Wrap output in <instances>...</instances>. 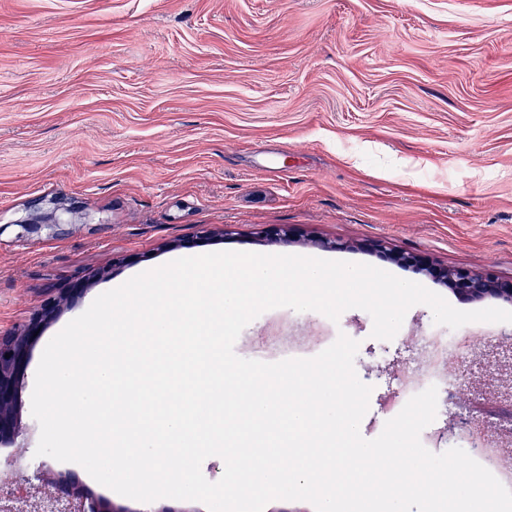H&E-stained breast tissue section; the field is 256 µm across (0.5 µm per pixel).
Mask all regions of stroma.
Here are the masks:
<instances>
[{
  "mask_svg": "<svg viewBox=\"0 0 512 512\" xmlns=\"http://www.w3.org/2000/svg\"><path fill=\"white\" fill-rule=\"evenodd\" d=\"M58 203L75 209L64 234L15 241L13 224ZM1 224V334L70 292L29 349L20 434L0 447L33 468L47 343L202 229L226 233L199 254L275 253L256 233L287 227L298 255L375 266L462 311L495 306L388 253L512 277V0H0ZM433 325L418 304L381 340L360 309L334 322L276 308L234 351L276 362L358 341L373 439L401 410L398 381L424 367ZM443 370L483 425L498 422L511 347Z\"/></svg>",
  "mask_w": 512,
  "mask_h": 512,
  "instance_id": "obj_1",
  "label": "stroma"
}]
</instances>
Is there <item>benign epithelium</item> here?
Returning <instances> with one entry per match:
<instances>
[{
    "instance_id": "1",
    "label": "benign epithelium",
    "mask_w": 512,
    "mask_h": 512,
    "mask_svg": "<svg viewBox=\"0 0 512 512\" xmlns=\"http://www.w3.org/2000/svg\"><path fill=\"white\" fill-rule=\"evenodd\" d=\"M74 209L58 205L30 222L15 225L16 239L26 241L43 230L50 234L61 231L60 217L72 214ZM259 238L270 243L288 245L296 242L291 231L283 228L274 234L259 232ZM392 257L400 264L416 267L429 276L448 284L463 299L480 301L492 297L512 302V278L503 279L492 271H474L464 267H441L425 262L412 251H398ZM68 301V295L60 294L45 303L31 320L7 334H0V444L11 443L17 435L19 393L25 377L28 350L31 343L51 320L60 307ZM475 429V418L459 414L448 422V437ZM12 476L0 479V512H119L102 499H93L84 489L68 478L50 481L46 478L47 465L41 464L33 473L27 472L23 454L13 462Z\"/></svg>"
}]
</instances>
